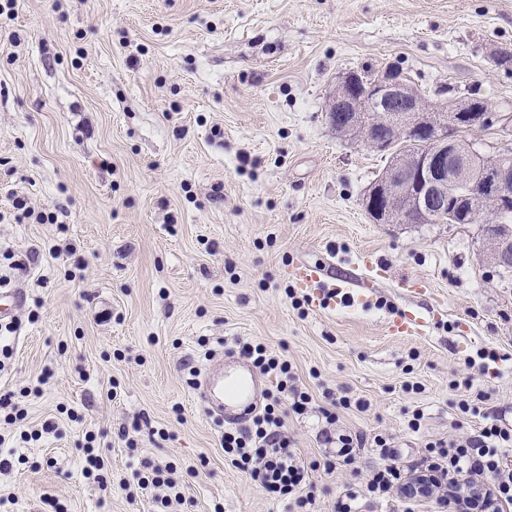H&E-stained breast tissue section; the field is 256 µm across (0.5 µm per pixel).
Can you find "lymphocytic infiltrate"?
<instances>
[{
  "label": "lymphocytic infiltrate",
  "mask_w": 512,
  "mask_h": 512,
  "mask_svg": "<svg viewBox=\"0 0 512 512\" xmlns=\"http://www.w3.org/2000/svg\"><path fill=\"white\" fill-rule=\"evenodd\" d=\"M238 354L260 374L275 379L277 394L256 409L247 424L225 430L221 441L224 458L248 474L272 500L286 503L288 512H317L316 498L307 491L315 471L330 472L338 465L352 464L367 447L380 463L368 471L363 483L345 487L335 512H363L367 505L381 501L396 502L404 512L430 503L442 507L458 479L484 488L477 502H460L461 512H512V424L501 415L490 416L466 438L426 441L419 462L406 465L392 437L336 429L335 411L324 407L320 413L326 426L320 436L325 458L309 462L288 437L281 412L286 404L294 414L302 415L312 402L311 394L295 386L291 363L261 342L240 344ZM144 467L146 472L136 484H123L127 499L147 498L154 487L163 484L172 497L162 500V507L181 500L175 478L164 476L162 468L152 462H145Z\"/></svg>",
  "instance_id": "lymphocytic-infiltrate-1"
}]
</instances>
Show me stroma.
Masks as SVG:
<instances>
[{"mask_svg": "<svg viewBox=\"0 0 512 512\" xmlns=\"http://www.w3.org/2000/svg\"><path fill=\"white\" fill-rule=\"evenodd\" d=\"M512 0H14L0 16V290L20 297L0 333V512H153L121 490L142 460L173 467V512H287L224 460L225 424L193 388L239 342L284 355L314 397L286 416L322 460L320 407L350 432L424 443L512 421V272L475 224H376L362 198L387 154L336 134L346 73L400 70L429 104L475 95L512 114ZM389 267L370 276L361 257ZM369 279V306L316 309L285 277ZM422 281L413 294L403 278ZM406 310L423 337L392 334ZM498 358L472 372L478 352ZM473 376L479 415L457 408ZM416 391L404 392V383ZM424 412L420 432L404 424ZM105 460L82 472L88 435ZM136 453H129V445ZM378 459L319 473L332 512ZM111 483L104 495L102 483Z\"/></svg>", "mask_w": 512, "mask_h": 512, "instance_id": "1", "label": "stroma"}]
</instances>
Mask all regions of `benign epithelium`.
<instances>
[{
  "label": "benign epithelium",
  "instance_id": "1",
  "mask_svg": "<svg viewBox=\"0 0 512 512\" xmlns=\"http://www.w3.org/2000/svg\"><path fill=\"white\" fill-rule=\"evenodd\" d=\"M336 131L360 140L377 152L392 150L396 140L409 148L393 157L372 182L363 206L376 224H474L486 213L482 237L490 258L499 266L512 264V237L493 232L498 216L512 211V163L507 149L489 158L462 148L456 132L492 125L498 115L488 104L466 111L455 99L431 107L392 66L366 78L356 71L342 77L329 113ZM421 138L429 148L410 145Z\"/></svg>",
  "mask_w": 512,
  "mask_h": 512
}]
</instances>
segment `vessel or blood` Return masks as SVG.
Masks as SVG:
<instances>
[{"mask_svg": "<svg viewBox=\"0 0 512 512\" xmlns=\"http://www.w3.org/2000/svg\"><path fill=\"white\" fill-rule=\"evenodd\" d=\"M291 280L309 294L314 295L317 306H365L370 302L371 290L365 285H355L343 280L327 282L319 267L304 263L292 265ZM428 328L427 318L415 311H406L393 322L391 329L402 336H422ZM258 378L249 364H241L239 371L227 384L220 385L203 380L198 386V398L208 413L222 414L226 422L242 424L257 407L255 390Z\"/></svg>", "mask_w": 512, "mask_h": 512, "instance_id": "b4317fda", "label": "vessel or blood"}]
</instances>
